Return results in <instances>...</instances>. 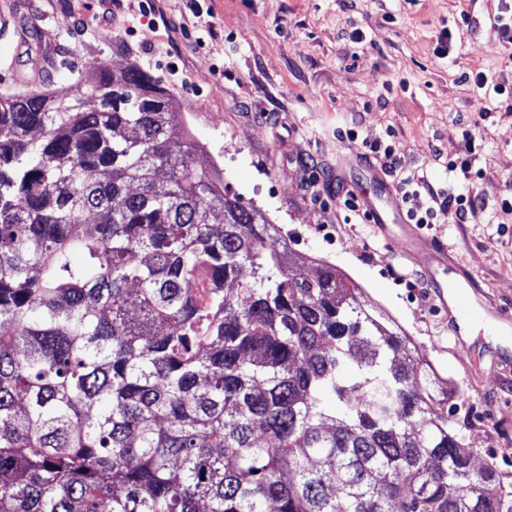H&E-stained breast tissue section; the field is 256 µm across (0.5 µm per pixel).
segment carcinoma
<instances>
[{
    "label": "carcinoma",
    "mask_w": 512,
    "mask_h": 512,
    "mask_svg": "<svg viewBox=\"0 0 512 512\" xmlns=\"http://www.w3.org/2000/svg\"><path fill=\"white\" fill-rule=\"evenodd\" d=\"M168 107L135 67L0 99V512H512L418 348L297 277Z\"/></svg>",
    "instance_id": "obj_1"
}]
</instances>
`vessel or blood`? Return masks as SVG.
<instances>
[{"label": "vessel or blood", "mask_w": 512, "mask_h": 512, "mask_svg": "<svg viewBox=\"0 0 512 512\" xmlns=\"http://www.w3.org/2000/svg\"><path fill=\"white\" fill-rule=\"evenodd\" d=\"M401 229L399 234L402 242V256L413 265L419 267L426 284L431 288L438 309H445L448 303H455L461 317H469L470 294L467 289L457 290L456 293H448L442 288L434 277V269L448 263L447 248L434 238L426 235L421 226L412 225L406 219H399Z\"/></svg>", "instance_id": "obj_1"}]
</instances>
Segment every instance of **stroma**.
<instances>
[{"mask_svg": "<svg viewBox=\"0 0 512 512\" xmlns=\"http://www.w3.org/2000/svg\"><path fill=\"white\" fill-rule=\"evenodd\" d=\"M501 0H0V96L69 100L101 68L135 65L166 91L197 144V164L279 226L295 271L335 266L365 310L408 336L448 393V423L473 462L512 475V345L485 332L457 344L451 311L433 310L401 241L385 240L343 204L364 195L389 221L406 214L400 179L478 197L464 220L438 216L430 236L448 247L445 284L492 318L512 309V104L474 85L503 71L495 19ZM449 54L435 51L442 29ZM356 132V139L345 136ZM474 138L469 174L449 160ZM390 145L396 173L371 176L370 143Z\"/></svg>", "mask_w": 512, "mask_h": 512, "instance_id": "stroma-1", "label": "stroma"}]
</instances>
